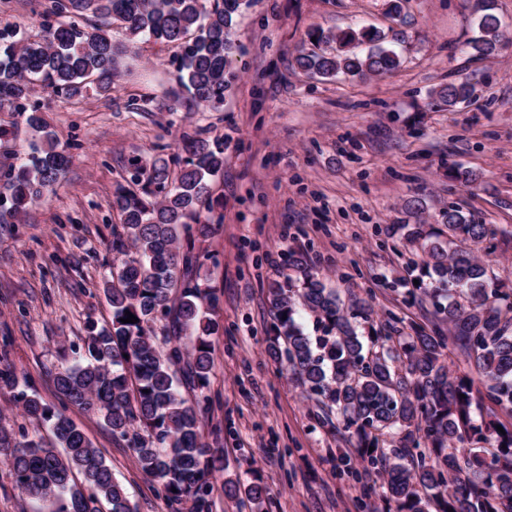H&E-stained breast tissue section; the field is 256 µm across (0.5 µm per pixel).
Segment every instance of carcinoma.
I'll return each instance as SVG.
<instances>
[{
	"instance_id": "obj_1",
	"label": "carcinoma",
	"mask_w": 512,
	"mask_h": 512,
	"mask_svg": "<svg viewBox=\"0 0 512 512\" xmlns=\"http://www.w3.org/2000/svg\"><path fill=\"white\" fill-rule=\"evenodd\" d=\"M250 0H46L40 32L0 30V105L30 111L29 151L7 176L9 211L15 216L46 197L70 162L36 106L26 102L40 88L82 98L90 89L112 90L129 42L138 38L176 45L177 85L195 105L219 109L231 89L236 18ZM480 36L469 41L480 60L501 47L500 20L482 0ZM118 22L127 42L112 38ZM313 47L295 57L297 69L331 79L381 76L401 64L373 26L306 32ZM334 43L332 51L319 50ZM466 81L437 91L453 109L467 102ZM184 157L173 175L168 161L135 164L140 196L118 188L114 206L123 232L112 239L117 258L105 264L103 292L111 324H92L72 364L53 375L59 399L101 419L112 436L132 448L138 468L159 484L176 509L212 512L214 481L227 471L223 449L204 441L200 417L211 404L205 393L213 368L206 316L214 290L198 283L203 265L193 235L207 236L222 223L214 215L212 182L224 170V143L185 135ZM210 217L201 219L202 213ZM197 218L196 225L187 222ZM405 245L420 257L421 277L411 297L432 308L434 321L404 331L403 319L357 332L354 320L368 309L359 299L346 309L313 275L303 286L268 287L273 313L269 350L318 409L321 423L348 448H336V477L358 483L362 473L383 480L388 512H512V427L495 406L512 414V289L502 288L479 254L497 248L498 228L450 206L441 224L402 225ZM431 280L424 286L423 278ZM314 317L319 336L297 324L298 310ZM138 318L125 323V312ZM165 321L164 345L154 325ZM466 357L454 371L449 344ZM484 384L477 387L476 382ZM198 391L183 398L180 386ZM14 374L0 369L25 415L48 426L52 441L29 440L0 427V461L15 486L48 504V512H134L123 486L99 449L64 412L17 390ZM503 426L505 433L497 430ZM224 491L251 512H263L265 486L224 480Z\"/></svg>"
}]
</instances>
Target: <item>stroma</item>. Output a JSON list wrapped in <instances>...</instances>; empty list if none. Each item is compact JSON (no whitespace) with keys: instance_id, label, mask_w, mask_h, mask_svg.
Masks as SVG:
<instances>
[{"instance_id":"35a3bbf8","label":"stroma","mask_w":512,"mask_h":512,"mask_svg":"<svg viewBox=\"0 0 512 512\" xmlns=\"http://www.w3.org/2000/svg\"><path fill=\"white\" fill-rule=\"evenodd\" d=\"M45 0H0V29L38 33ZM478 0H404L401 19L386 0H252L237 20L233 89L221 110L173 101L176 48L136 40L110 92L66 99L35 91L60 148L65 177L20 219L0 223V364L20 387L58 405L49 374L71 362L89 324L112 316L102 292L104 263L120 228L112 207L134 164L175 159L183 134L224 140V173L213 196L224 218L196 249L208 253L200 276L216 288L217 334L200 420L232 476L259 479L267 512H363L360 490L336 479L338 439L267 352L272 281L302 283L305 272L344 303L365 298L371 316L426 325L430 309L410 302L412 256L403 224H438L454 205L499 230L489 261L512 287V45L474 62ZM373 26L401 56L393 74L313 78L292 68L305 32ZM466 80L471 102L441 104V86ZM149 98L147 110L128 108ZM15 137L0 145L4 171L28 148L25 115L0 110ZM477 173L469 186L449 166ZM287 239H280L281 227ZM295 251L303 270H288ZM65 414L105 456L135 512H174L162 488L136 467L125 443L78 407Z\"/></svg>"}]
</instances>
